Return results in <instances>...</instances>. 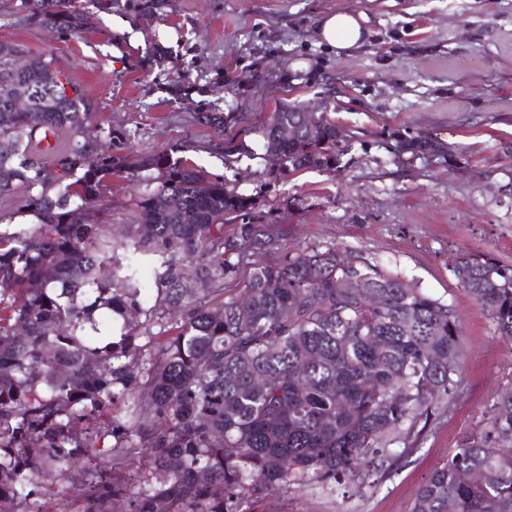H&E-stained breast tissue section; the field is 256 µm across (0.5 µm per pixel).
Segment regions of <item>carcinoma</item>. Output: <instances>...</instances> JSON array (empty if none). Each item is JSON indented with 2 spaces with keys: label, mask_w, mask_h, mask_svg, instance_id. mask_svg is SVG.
<instances>
[{
  "label": "carcinoma",
  "mask_w": 512,
  "mask_h": 512,
  "mask_svg": "<svg viewBox=\"0 0 512 512\" xmlns=\"http://www.w3.org/2000/svg\"><path fill=\"white\" fill-rule=\"evenodd\" d=\"M17 10L60 34L94 19L73 0ZM24 53L0 50V88L56 94L27 112L0 94V512H46L40 468L76 481L78 512H241L271 488L334 495L418 449L460 383L452 306L334 247L264 262L276 240L254 197L168 152L124 154L125 128L88 134L96 103L52 54L17 68ZM198 120L224 134V113ZM261 134L281 175L334 171L346 151L327 113L286 104ZM123 175L145 188L116 231L107 193ZM453 274L512 341V265L465 253ZM413 512H512V383Z\"/></svg>",
  "instance_id": "obj_1"
}]
</instances>
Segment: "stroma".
<instances>
[{
  "mask_svg": "<svg viewBox=\"0 0 512 512\" xmlns=\"http://www.w3.org/2000/svg\"><path fill=\"white\" fill-rule=\"evenodd\" d=\"M94 28L55 35L0 0V41L54 51L97 104L96 123L131 131L127 152L173 149L259 202L279 254L306 246L401 275L454 309L464 339L451 407L419 449L346 496L267 491L251 512H411L420 487L475 431L512 381V343L457 283L461 254L512 264V0H78ZM365 14L368 34L336 53L323 15ZM328 113L351 137L343 166L270 172L261 123L281 104ZM224 115V134L201 125ZM443 152L395 159L394 134Z\"/></svg>",
  "mask_w": 512,
  "mask_h": 512,
  "instance_id": "35a3bbf8",
  "label": "stroma"
}]
</instances>
